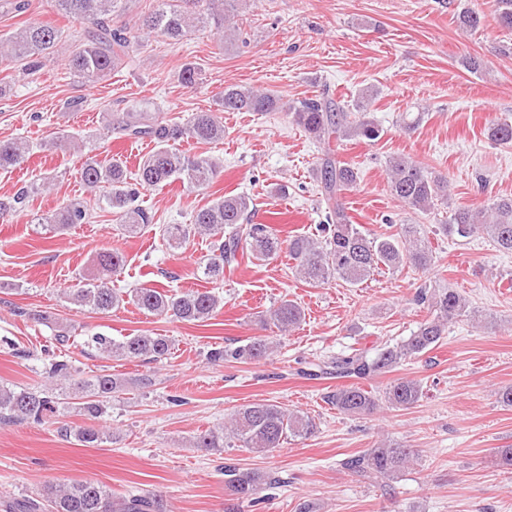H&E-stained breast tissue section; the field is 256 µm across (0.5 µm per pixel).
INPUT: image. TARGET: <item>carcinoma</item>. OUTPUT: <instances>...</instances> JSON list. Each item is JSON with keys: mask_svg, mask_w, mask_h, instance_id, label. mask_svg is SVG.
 Wrapping results in <instances>:
<instances>
[{"mask_svg": "<svg viewBox=\"0 0 512 512\" xmlns=\"http://www.w3.org/2000/svg\"><path fill=\"white\" fill-rule=\"evenodd\" d=\"M125 0H51L53 10L67 18L89 26L83 41L68 49L64 59L67 73L90 86L112 74L129 57L130 31L125 24L114 25V19L124 15ZM241 0H158L157 8L144 17L141 27L172 39H179L198 26L211 25L222 34L225 45L241 41V31L233 24L236 6ZM497 19L501 27L512 31V0H495ZM482 19L478 5L460 15L467 30L479 27ZM63 32L48 22H28L20 30L0 36V58L20 62L50 56L58 52ZM372 89L359 91L355 111H350L329 96L305 98L291 103L278 94L242 85H228L219 93L216 109L189 112L182 119L169 122L159 113L143 106H133L117 113L101 135L112 132L131 140L145 138L154 148L137 165L135 178L127 175V166L115 159L100 160L89 156L80 169L87 188L102 193L116 223L129 234H138L149 227L150 217L136 205L140 190L181 183L191 191L211 187L219 164L204 154H188L173 148L176 141L209 144L224 139V124L220 112H284L293 123L317 142L332 138L358 139L376 142L385 134L377 121L369 116L368 103ZM488 136L499 144H512V124L493 120ZM29 146L22 140L0 141V169L8 170L24 162ZM325 190L329 211L327 223L318 225L317 233L293 235L281 239L271 226L251 219L253 199L245 194L218 196L206 205L193 210L190 223L166 224L159 227V236L166 248L178 250L190 238L206 235L211 238L209 254L200 262L202 274L217 283L224 281V268L251 262L269 261L282 251L295 261L296 271L309 284L322 285L341 280L351 287L363 285L375 272L397 271L411 266L428 271L434 265L429 245L422 238L417 224H401L389 235H371L354 224L346 212L341 194L355 187L358 169L328 155L317 167ZM387 183L391 195L405 207L429 213L438 203L448 199L449 180L428 166L399 155L389 159ZM35 190L31 186L8 198L0 199V219L11 217ZM87 206L71 201L59 209L37 218V223L62 233L75 224L89 222ZM441 229L450 236L470 238L482 236L499 250L512 251V197H498L474 208L459 207ZM96 272L84 279V284L69 290L73 304L99 314H108L126 304L153 316H167L184 322L208 320L221 305L215 294L198 290H160L141 286L126 292L112 287V277L123 273L124 254L112 250L98 253L94 262ZM417 301L430 311L429 319L395 347H385L373 357L353 352L336 359V372L357 381L387 372L399 363L417 358L434 349L453 321L476 320L478 311L469 308L467 300L453 289L417 294ZM303 318L302 309L293 301L284 300L270 313V321L281 332L296 327ZM88 343L98 353L125 359L157 360L171 354L172 342L167 336L142 332L115 341L97 334ZM273 346L257 337L245 346L234 349L217 348L210 359L220 361L259 360L271 355ZM73 368L66 358L51 363L49 374L73 382L74 391L40 387L17 389L0 385V423L21 424L41 422L65 405L89 423L62 427L60 432L71 435L84 447H98L112 441L98 419L106 413V403L123 392L126 383L110 374L94 375L73 380ZM423 396V386L414 379L395 380L383 395L363 389L357 382L336 388L328 401L342 413L367 416L380 405L407 410ZM317 429L315 420L298 411H290L269 401H257L236 410L224 426L208 429L194 438L193 447L220 451L224 441L236 440L254 453L267 454L289 440L306 439ZM415 459V453L399 444L382 442L366 454L354 457L346 466L360 475L390 481L404 471ZM228 489L225 512H242L244 504L254 502V495L265 481L257 470H244L224 465ZM11 512H167L162 499L150 494L117 496L93 480H78L67 485L44 487L41 499L17 502Z\"/></svg>", "mask_w": 512, "mask_h": 512, "instance_id": "cac0c4a2", "label": "carcinoma"}]
</instances>
